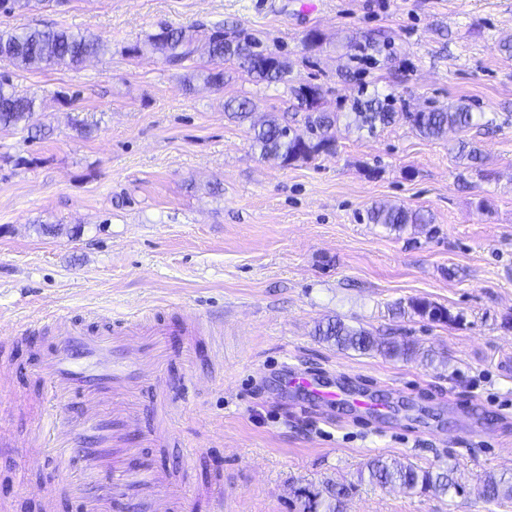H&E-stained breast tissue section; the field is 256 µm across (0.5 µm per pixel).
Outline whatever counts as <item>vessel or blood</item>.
Segmentation results:
<instances>
[{
  "label": "vessel or blood",
  "instance_id": "1",
  "mask_svg": "<svg viewBox=\"0 0 512 512\" xmlns=\"http://www.w3.org/2000/svg\"><path fill=\"white\" fill-rule=\"evenodd\" d=\"M35 328L54 330L37 351L33 372L54 404L34 429L23 451L32 457L54 454L58 470L43 482L48 512L74 506L78 512H189L194 486L190 466L160 469L158 454L169 448L194 456L175 429L199 378L187 371L177 384L164 374L172 363L166 339L215 335L199 320H172L165 312L113 316L96 310L84 319L49 315ZM285 384L310 391L333 404L350 397L355 407L375 411L366 396L346 395L306 372L292 371ZM210 512H224V474L205 489Z\"/></svg>",
  "mask_w": 512,
  "mask_h": 512
}]
</instances>
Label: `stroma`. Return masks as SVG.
I'll return each mask as SVG.
<instances>
[{
	"label": "stroma",
	"instance_id": "obj_1",
	"mask_svg": "<svg viewBox=\"0 0 512 512\" xmlns=\"http://www.w3.org/2000/svg\"><path fill=\"white\" fill-rule=\"evenodd\" d=\"M227 23L288 62L292 80L321 87L339 115L333 152L262 158L248 125L224 112L245 96L256 119L295 113L284 85L227 61L223 86L188 92L184 69L133 52L165 25L200 38ZM47 26L102 37L110 52L77 70L0 59V80L36 95L52 127L41 140L0 130V337L18 339L7 350L14 403L0 417L19 444L0 451L9 512H41L15 476L39 480L20 446L50 408L30 369L36 346L21 335L43 313L79 319L93 307L223 327L217 362L209 342L171 337L167 378L204 379L176 428L198 450V487L223 470L228 512H302L299 488L329 480L355 484L345 512H512V500L480 494L485 477L512 472V56L500 49L512 0H40L0 12V30ZM369 38L380 52L362 50ZM362 95L392 99L399 119L372 135L347 128ZM459 102L490 127L427 139L403 118ZM75 118L93 124L91 137ZM460 139L482 163L463 164ZM380 201L433 221L400 232L368 223ZM413 300L454 323L414 314ZM336 318L418 354L337 348L315 334ZM293 367L382 407L370 415L286 389ZM376 457L452 469L465 491L361 480Z\"/></svg>",
	"mask_w": 512,
	"mask_h": 512
}]
</instances>
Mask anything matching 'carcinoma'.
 I'll return each mask as SVG.
<instances>
[{"mask_svg": "<svg viewBox=\"0 0 512 512\" xmlns=\"http://www.w3.org/2000/svg\"><path fill=\"white\" fill-rule=\"evenodd\" d=\"M258 45L259 42L249 35L241 36L237 41H226L222 28L210 32L196 45L193 38L187 36L185 29L167 26L148 38L146 48L136 46L132 52L141 55L146 51H158L165 56L170 66L181 68L196 58L209 62L232 60L238 62L239 67L257 83L288 85V65L270 54L253 52V48ZM108 50V44L100 37L65 30L35 28L21 32L0 31V59L9 60L18 67L57 65L76 69L91 58L105 55ZM199 75L215 86L224 84V72L204 73L194 69L185 76V86L191 87L192 80ZM289 89L298 105L306 111L304 132H299L283 116H270L251 126L252 147L259 149L262 156L279 159L284 165L330 151L334 140L328 131L337 120V114L323 108L322 93L318 86L301 83L297 86L289 85ZM39 106L36 96L21 93L8 81L0 80L1 129L21 127L46 135L45 126L37 123ZM255 107L256 104L247 97H234L224 102V112L239 123L248 120ZM403 117L411 129L424 138H440L450 128L466 130L479 125L482 120V114L471 111V107L462 102L430 111L405 112ZM347 118L348 127L371 135L377 127L392 123L395 112L390 104L378 98L359 97L354 99L352 112L348 113ZM367 218L372 224H382L394 231H401L408 224L425 226L431 223V218L423 211L389 202L372 205ZM410 308L415 314L434 322L456 321L447 309L428 301H412ZM316 335L338 347L361 353L377 350L391 359L407 360L416 354L415 347L408 343L382 346L368 331L351 327L339 319L318 325ZM367 470L369 481L382 486L398 485L409 491H433L439 495H446L451 490L458 494L464 490L449 469L434 472L377 458L368 463ZM352 490L351 484L328 481L319 489L305 487L299 489V493L304 497V512H343L344 502ZM481 494L492 502L512 500V475L502 473L498 477L486 478Z\"/></svg>", "mask_w": 512, "mask_h": 512, "instance_id": "1", "label": "carcinoma"}]
</instances>
